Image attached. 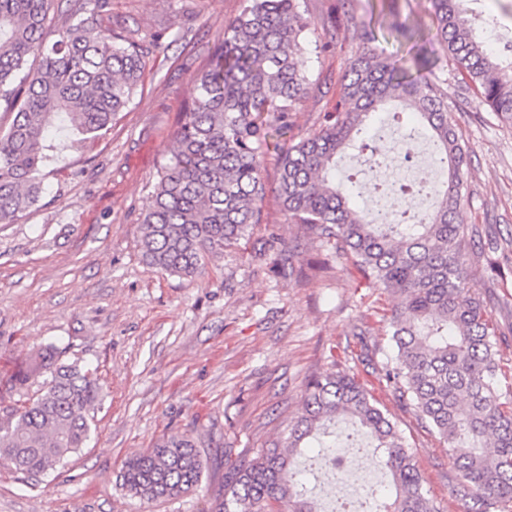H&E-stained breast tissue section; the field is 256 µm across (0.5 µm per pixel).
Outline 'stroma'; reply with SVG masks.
<instances>
[{
	"mask_svg": "<svg viewBox=\"0 0 512 512\" xmlns=\"http://www.w3.org/2000/svg\"><path fill=\"white\" fill-rule=\"evenodd\" d=\"M241 0H111L103 27L144 51L142 83L102 137L57 151L44 169L47 194L17 223L0 224V381L47 344L62 361L96 368L103 401L81 452L28 479L0 461V512H209L224 485L225 449L254 454L285 446L308 379L347 370L405 437L422 488L439 512H475L458 492L448 446L399 400L381 367L389 350L381 322L397 296L366 287L334 246L288 223L276 205V157L266 160L264 222L211 258L195 279L147 265L138 250L142 213L185 110L191 81ZM354 19L311 68L329 92L310 91L293 118L315 131L333 111L334 90L372 31L374 47L406 56L421 42L423 76L448 83V110L469 147L457 223L482 242L512 238V123L478 104L436 39L430 0H353ZM410 25L390 30L392 15ZM471 282L501 331L512 337V271L475 263ZM371 331L358 332L360 322ZM172 435L200 450L197 490L158 501L130 497L119 481L129 458ZM336 453L350 460L344 482L313 472L318 512L357 499L390 478L351 421L336 423Z\"/></svg>",
	"mask_w": 512,
	"mask_h": 512,
	"instance_id": "35a3bbf8",
	"label": "stroma"
}]
</instances>
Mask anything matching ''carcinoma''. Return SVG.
<instances>
[{"instance_id": "obj_1", "label": "carcinoma", "mask_w": 512, "mask_h": 512, "mask_svg": "<svg viewBox=\"0 0 512 512\" xmlns=\"http://www.w3.org/2000/svg\"><path fill=\"white\" fill-rule=\"evenodd\" d=\"M53 0H0V108L12 113L0 131V224H14L45 191L42 171L53 128L95 138L131 103L144 69L139 43L104 29L110 0L71 5L76 20L49 43ZM437 37L479 103L512 120V53L489 51L473 19V0H431ZM314 22L306 0H243L192 79L190 102L142 218L139 248L151 267L194 278L263 221L266 156L277 166V201L287 221L332 241L370 287L400 298L386 322L392 356L385 379L448 444L479 512L512 503V398L502 385L512 362L506 342L469 273L474 228L455 222L466 146L450 121L448 90L418 78L372 47L347 67L333 112L312 134L288 140L294 112L314 85L308 65ZM395 103L431 132L447 170L441 198L423 213L366 219L353 199L360 186L336 184V156L348 149L384 151L366 141L371 114ZM50 343L25 359L9 389L42 379L37 394L0 407V459L37 477L85 447L101 401L96 372L60 363ZM339 417L366 430L391 477L394 497L377 512H439L425 496L412 455L395 424L352 375L309 379L304 414L288 424V445L254 456L227 454L224 487L212 512H316L301 498L293 472L301 449L332 435ZM491 452H485V449ZM205 471L186 436L128 459L122 488L132 497L166 499L196 488Z\"/></svg>"}]
</instances>
